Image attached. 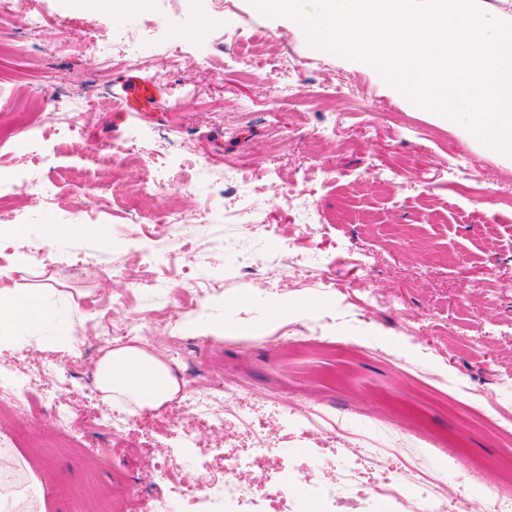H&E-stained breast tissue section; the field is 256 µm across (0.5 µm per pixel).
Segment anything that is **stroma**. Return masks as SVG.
<instances>
[{
  "label": "stroma",
  "mask_w": 512,
  "mask_h": 512,
  "mask_svg": "<svg viewBox=\"0 0 512 512\" xmlns=\"http://www.w3.org/2000/svg\"><path fill=\"white\" fill-rule=\"evenodd\" d=\"M47 17L38 34L21 24L28 13ZM141 38L140 62H114L103 69L97 45L118 44L128 31ZM234 35V53L224 48ZM268 59L289 56L306 76L294 95H278L272 83L251 75L253 47ZM0 44L14 48L9 80L0 82V122L25 101L33 122L57 123L59 102L73 94L89 100L80 123L83 139L71 148L53 137L32 147L27 139L0 144V192L11 193L16 176L29 172L49 190L13 196V210L0 220V283L52 288L65 297L47 332L51 343L22 344L0 354V434L17 438L9 455L24 486L42 493L45 512H71L69 491L95 480L116 512H154L153 486L146 482L164 457L183 452V432L206 478L222 477L216 449L243 458L253 453V433L284 449L283 458L261 460L247 476L277 483L294 475L291 500L332 481L338 460L356 443L381 448L391 458L411 460L413 440L392 447L371 424L385 401L399 405L393 427L414 425L411 406L428 426L462 436L480 471L431 454L424 471L472 501L484 500L501 479L503 456L494 431L464 427L462 417L483 398L498 394L512 376V165L469 137L459 126L394 93L370 69L346 64L312 47L304 30L258 14L250 0H142L130 9L113 0H6L0 7ZM154 82L157 95L140 112H122L117 96L125 76ZM346 77L363 94L348 100L336 92ZM139 139L142 154H161L172 171L196 160L251 181L253 200L275 227L267 255L283 267L262 265L248 277L224 242L238 239L237 224L201 225L209 206L232 209L234 200L212 189L181 192L189 219L187 235L196 253L169 269L173 245L156 224L130 223L125 202L139 196L145 173L127 168L98 217L99 233L61 242L52 261L44 252L38 215L78 213L93 203L89 184L98 149ZM51 155V167L32 168L31 149ZM466 158L480 175L456 170ZM328 177L305 178L311 164ZM405 169L396 183L378 178V167ZM481 195L473 203L463 185ZM309 189L321 216L298 223L288 204L294 191ZM29 258L15 264L17 255ZM368 256L370 266L359 262ZM327 276L332 291L298 287L301 279ZM166 279L163 294L152 281ZM194 288L203 297L188 298ZM288 302L287 320L269 322L271 308ZM223 320L234 337L221 341L187 328L201 305ZM114 324L140 310L157 309L152 342L157 350L180 341L174 363L182 390L236 379L242 404L228 412L223 429L197 418L189 400L142 412L138 424L112 439L102 422L111 413L95 386V368L106 348L99 342L98 306ZM266 323L264 334L250 328ZM84 351L67 357L75 337ZM481 340L478 349L468 338ZM61 369L41 379L49 360ZM312 401L338 409L341 431L305 428L301 412ZM77 418L61 432L53 410Z\"/></svg>",
  "instance_id": "1"
}]
</instances>
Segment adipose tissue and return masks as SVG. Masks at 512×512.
Instances as JSON below:
<instances>
[{
  "instance_id": "obj_1",
  "label": "adipose tissue",
  "mask_w": 512,
  "mask_h": 512,
  "mask_svg": "<svg viewBox=\"0 0 512 512\" xmlns=\"http://www.w3.org/2000/svg\"><path fill=\"white\" fill-rule=\"evenodd\" d=\"M55 315L45 289L0 287V350L36 337ZM95 383L104 402L132 413L158 407L179 391L168 365L134 348L106 353L96 366Z\"/></svg>"
}]
</instances>
